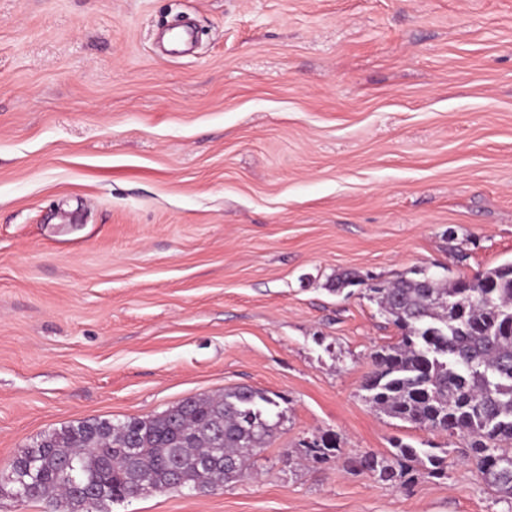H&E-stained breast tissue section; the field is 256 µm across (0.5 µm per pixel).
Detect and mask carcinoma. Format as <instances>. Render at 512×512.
<instances>
[{"label": "carcinoma", "mask_w": 512, "mask_h": 512, "mask_svg": "<svg viewBox=\"0 0 512 512\" xmlns=\"http://www.w3.org/2000/svg\"><path fill=\"white\" fill-rule=\"evenodd\" d=\"M366 284L363 296L399 331L394 344L370 354L362 383L379 414L416 428L458 436L500 497L512 499V260L472 278L450 280L412 269L365 283L336 275L331 289ZM268 393L238 386L213 398L196 396L147 417L70 424L20 449L12 484L21 501L43 500L54 512H105L133 495L197 485L222 487L246 475L283 414ZM389 456L366 452L347 468L393 485L417 468L447 476L448 459L401 440ZM342 451L334 433L301 444L298 459L322 463Z\"/></svg>", "instance_id": "carcinoma-1"}]
</instances>
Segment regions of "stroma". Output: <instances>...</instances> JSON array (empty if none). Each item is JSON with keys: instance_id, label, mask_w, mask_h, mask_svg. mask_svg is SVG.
<instances>
[{"instance_id": "stroma-1", "label": "stroma", "mask_w": 512, "mask_h": 512, "mask_svg": "<svg viewBox=\"0 0 512 512\" xmlns=\"http://www.w3.org/2000/svg\"><path fill=\"white\" fill-rule=\"evenodd\" d=\"M194 24L191 51L160 32ZM512 259V0H0V474L62 426L250 386L253 474L110 512H512L360 389L398 329L337 274ZM326 431L448 452L407 487ZM300 446L298 459L306 463H322L342 451L337 435L328 432L311 441H304Z\"/></svg>"}]
</instances>
